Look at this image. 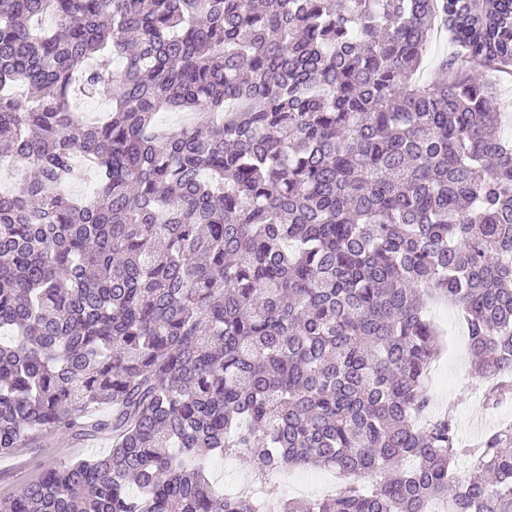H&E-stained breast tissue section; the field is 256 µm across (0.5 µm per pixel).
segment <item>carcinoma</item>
I'll return each mask as SVG.
<instances>
[{"label":"carcinoma","mask_w":512,"mask_h":512,"mask_svg":"<svg viewBox=\"0 0 512 512\" xmlns=\"http://www.w3.org/2000/svg\"><path fill=\"white\" fill-rule=\"evenodd\" d=\"M439 30L453 53L419 82ZM490 72L512 75V0H0V167L26 166L0 192V453L112 440L0 512H257L208 479L237 454L266 482L344 477L272 512H512V425L462 448L451 415L419 424L432 300L488 403L512 395ZM102 89L84 120L73 94ZM288 471L285 470L278 474L275 477V485L273 487H269L267 491L272 492L271 496L274 497H282L288 499H298V498H309L319 496L314 492L300 493V494H292L290 492L287 493V481L292 480L305 482L310 485V489H314V485L325 480L331 479L332 474L336 475V483H340L339 474L335 473L333 470L323 468V467H308V468H292L289 476Z\"/></svg>","instance_id":"carcinoma-1"}]
</instances>
